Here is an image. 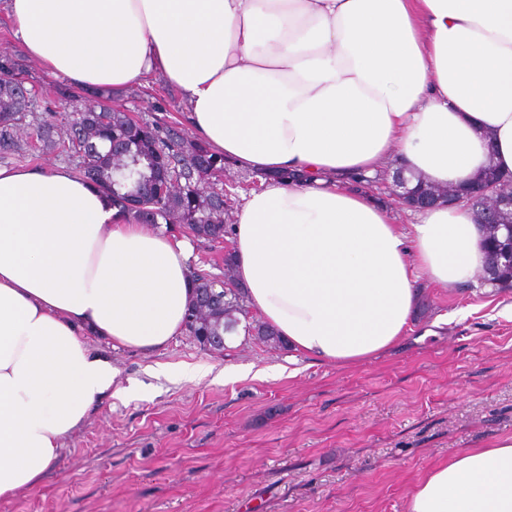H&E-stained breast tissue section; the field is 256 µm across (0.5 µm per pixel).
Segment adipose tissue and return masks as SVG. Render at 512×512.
Here are the masks:
<instances>
[{
	"mask_svg": "<svg viewBox=\"0 0 512 512\" xmlns=\"http://www.w3.org/2000/svg\"><path fill=\"white\" fill-rule=\"evenodd\" d=\"M28 57L86 97L162 76L199 139L263 174L234 281L295 351L344 366L410 330L419 279L472 281L468 207L398 224L349 184L398 159L441 188L512 176V0H0ZM277 171L299 173L294 182ZM189 245L66 167L0 166V500L38 487L117 371L83 335L158 349L194 297ZM407 512H512V437L437 461Z\"/></svg>",
	"mask_w": 512,
	"mask_h": 512,
	"instance_id": "1",
	"label": "adipose tissue"
}]
</instances>
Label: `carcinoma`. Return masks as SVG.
<instances>
[{
	"label": "carcinoma",
	"mask_w": 512,
	"mask_h": 512,
	"mask_svg": "<svg viewBox=\"0 0 512 512\" xmlns=\"http://www.w3.org/2000/svg\"><path fill=\"white\" fill-rule=\"evenodd\" d=\"M0 155L38 158L56 151L77 160V171L96 182L112 197L113 206L146 224H177L198 241L218 242L232 229L224 224L236 196H224V184L210 178L224 172V156L188 139L175 122H147L112 106L109 93L84 98L83 113L48 112L33 115L36 88L29 85L26 70L16 55L0 50ZM63 135L55 137L56 129ZM28 131L22 137V131ZM179 182L181 194L169 196V186ZM512 222V212L499 223L486 224V236L502 238ZM232 251H224V279L199 267L190 275L195 289H218L219 299L203 306L194 297L185 320L186 332L195 340L222 336L244 324V333L278 347L284 341L263 322L250 315L239 288L232 281Z\"/></svg>",
	"instance_id": "1"
}]
</instances>
